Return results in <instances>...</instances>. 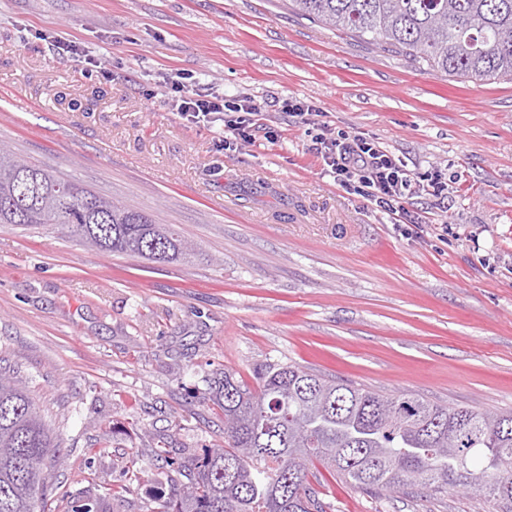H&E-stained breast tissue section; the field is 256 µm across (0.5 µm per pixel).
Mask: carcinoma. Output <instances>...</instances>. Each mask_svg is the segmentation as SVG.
I'll list each match as a JSON object with an SVG mask.
<instances>
[{
    "label": "carcinoma",
    "mask_w": 512,
    "mask_h": 512,
    "mask_svg": "<svg viewBox=\"0 0 512 512\" xmlns=\"http://www.w3.org/2000/svg\"><path fill=\"white\" fill-rule=\"evenodd\" d=\"M334 30L402 49L456 78L512 80V0H289ZM0 224H48L103 253L158 263L195 250L172 224L23 160L0 142ZM224 413V444L190 465L156 459L179 478L148 512H325L308 480L320 464L367 491L408 485L441 494L480 488L512 512V412L492 417L382 394L291 363L266 365L256 385L239 373L205 381ZM54 439L34 399L0 375V512H45Z\"/></svg>",
    "instance_id": "cac0c4a2"
}]
</instances>
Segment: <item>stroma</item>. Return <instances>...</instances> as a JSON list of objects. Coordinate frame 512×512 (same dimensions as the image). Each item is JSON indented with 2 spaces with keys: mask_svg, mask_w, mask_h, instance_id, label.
Masks as SVG:
<instances>
[{
  "mask_svg": "<svg viewBox=\"0 0 512 512\" xmlns=\"http://www.w3.org/2000/svg\"><path fill=\"white\" fill-rule=\"evenodd\" d=\"M69 34L94 67L52 43ZM181 71L263 108L252 143L173 112ZM360 134L447 198L397 221L334 182L283 104ZM0 140L25 159L173 224L188 260L104 254L49 226L0 225V365L48 413L63 463L46 512L140 474L114 512L170 488L224 441L203 379L298 364L382 393L512 410V80H458L323 28L283 0H0ZM326 512H494L458 488L370 493L320 472Z\"/></svg>",
  "mask_w": 512,
  "mask_h": 512,
  "instance_id": "obj_1",
  "label": "stroma"
}]
</instances>
